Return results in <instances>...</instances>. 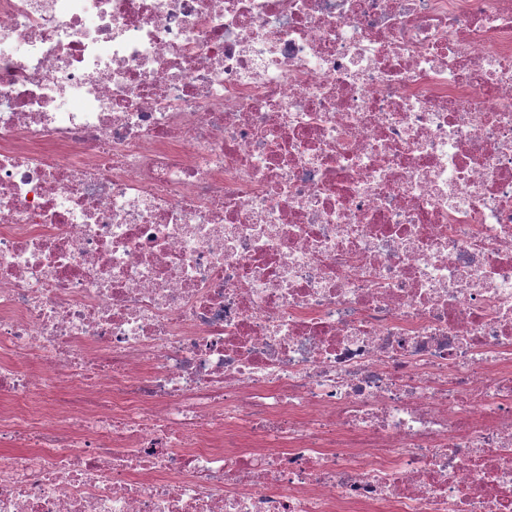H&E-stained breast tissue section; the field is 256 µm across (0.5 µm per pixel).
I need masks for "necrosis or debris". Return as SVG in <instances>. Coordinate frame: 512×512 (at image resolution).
I'll return each instance as SVG.
<instances>
[{"label": "necrosis or debris", "mask_w": 512, "mask_h": 512, "mask_svg": "<svg viewBox=\"0 0 512 512\" xmlns=\"http://www.w3.org/2000/svg\"><path fill=\"white\" fill-rule=\"evenodd\" d=\"M0 512H512V0H0Z\"/></svg>", "instance_id": "4bbe7bcc"}]
</instances>
